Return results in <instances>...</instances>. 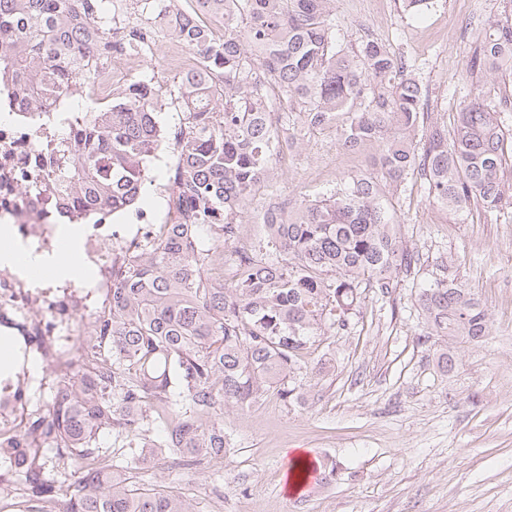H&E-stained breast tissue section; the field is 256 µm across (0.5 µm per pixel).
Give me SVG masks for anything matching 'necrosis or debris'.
I'll list each match as a JSON object with an SVG mask.
<instances>
[{
    "instance_id": "necrosis-or-debris-1",
    "label": "necrosis or debris",
    "mask_w": 512,
    "mask_h": 512,
    "mask_svg": "<svg viewBox=\"0 0 512 512\" xmlns=\"http://www.w3.org/2000/svg\"><path fill=\"white\" fill-rule=\"evenodd\" d=\"M134 64L124 55L95 70L79 85L81 98L108 102L113 82L124 80ZM50 162L43 148L34 146L29 132L14 122H0V221L14 224L18 243L37 253H53L56 226L50 218L55 202L48 183ZM82 247L99 272L95 288L69 281L53 285L31 273L0 274V326L15 330L25 349L47 362L67 367L78 355L76 341L87 336L95 317L107 304L112 286V263L120 257L105 225L88 224ZM27 374L0 385V437L19 432L28 411L24 386Z\"/></svg>"
}]
</instances>
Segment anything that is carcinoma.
<instances>
[{
  "instance_id": "1",
  "label": "carcinoma",
  "mask_w": 512,
  "mask_h": 512,
  "mask_svg": "<svg viewBox=\"0 0 512 512\" xmlns=\"http://www.w3.org/2000/svg\"><path fill=\"white\" fill-rule=\"evenodd\" d=\"M218 16V36L198 16L158 35L179 39L196 67L166 80L144 65L143 31L173 0H3L0 83L14 84L17 113L54 137L51 190L68 220L120 213L139 202L152 170L167 220L126 245L112 266V295L80 343L48 408L0 456L24 468L25 512H193L180 495L131 480L149 454L193 469L224 457V408H250L270 390L285 402L324 336L347 332L365 291L387 297L423 274L417 302L430 336L479 342L487 314L451 263L423 269L384 201L413 174L428 200L461 214L475 206L512 220V144L480 90L457 113L424 111L426 89L411 63L382 44L350 50L336 38L333 0H197ZM84 43L87 54L77 55ZM140 66L112 85L94 112H54L79 78L112 53ZM477 86L512 77V15L486 21L467 51ZM311 128H333L345 149L377 144L370 171L270 224L266 240L241 242L243 215L293 138L267 116L274 101ZM177 105L175 162L157 167L164 133L157 114ZM107 429L123 442L98 444ZM70 470L59 496L47 463Z\"/></svg>"
}]
</instances>
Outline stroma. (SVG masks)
I'll return each mask as SVG.
<instances>
[{
  "mask_svg": "<svg viewBox=\"0 0 512 512\" xmlns=\"http://www.w3.org/2000/svg\"><path fill=\"white\" fill-rule=\"evenodd\" d=\"M472 1L435 0L418 20L402 0H382L363 26L354 0H334L336 36L414 61L429 94L425 111L452 124L475 94L465 79L470 42L451 35ZM288 123L300 138L283 145L269 182L290 204L366 170L378 154L373 144L345 150L334 131L305 127L299 113ZM145 193L152 203L144 210L110 217L121 237L163 221L158 183ZM387 207L410 246L452 262L480 299L490 326L484 341L426 337L413 283L390 300L367 293L353 329L307 356L301 399L287 404L271 392L250 410L226 408L223 460L191 470L157 460L133 470L137 484L175 491L194 512H512V221L477 209L450 214L429 203L416 175ZM444 348L455 361L447 372L437 364ZM297 449L330 471L317 493L295 502L283 486Z\"/></svg>",
  "mask_w": 512,
  "mask_h": 512,
  "instance_id": "35a3bbf8",
  "label": "stroma"
}]
</instances>
